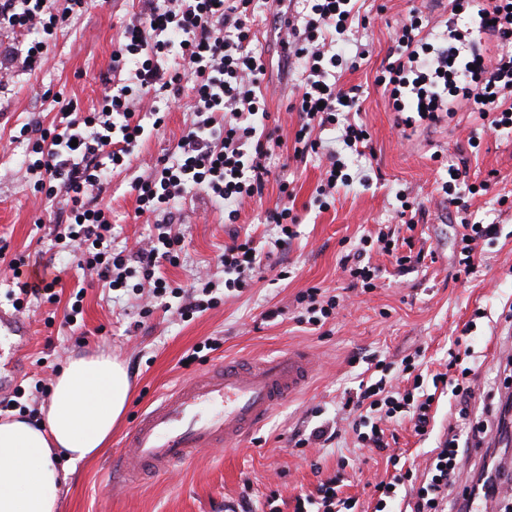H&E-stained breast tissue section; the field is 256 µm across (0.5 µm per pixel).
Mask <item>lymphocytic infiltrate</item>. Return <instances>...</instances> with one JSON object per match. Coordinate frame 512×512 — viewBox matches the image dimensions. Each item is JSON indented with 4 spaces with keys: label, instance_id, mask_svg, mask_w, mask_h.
Wrapping results in <instances>:
<instances>
[{
    "label": "lymphocytic infiltrate",
    "instance_id": "obj_1",
    "mask_svg": "<svg viewBox=\"0 0 512 512\" xmlns=\"http://www.w3.org/2000/svg\"><path fill=\"white\" fill-rule=\"evenodd\" d=\"M253 0H176L159 9L150 5L125 24L123 42L112 52L113 70H122L135 58L133 75L140 98L178 100L185 75L195 77L194 117L184 130L176 162H160L154 173L132 182L136 214L163 212L156 242L127 256L112 253L106 244L109 221L93 202L103 192L105 164L124 165L145 137L127 102L129 85L119 83L102 97L97 111L84 120L71 118L62 108V121L53 132L34 134L33 164L46 195L64 192L72 207L69 220L79 228L85 248L77 252V267L96 270L101 279L119 287L129 262L138 263L142 278L153 293H166L164 278L156 276L161 262L176 264L178 237L170 224L176 216L167 206L175 197L205 192L224 206V221L236 223L245 201L261 196L269 170L265 164L272 148L265 135L270 118L260 87L266 72L263 55L252 45L249 24ZM302 12L280 16L288 37L284 50L302 60L298 97L289 106L298 113L294 133L296 160L319 153L320 131L340 130L346 148L359 151L367 143V128L351 120L357 108V88L345 89L333 80V70L357 61H343L336 44L356 20L353 0H301ZM59 22L53 0H0V24L12 28L51 31ZM453 42L447 48L426 42L423 19L410 7L396 24L397 52L379 83L396 114L397 125L426 128L458 108L475 112L481 127L492 132L512 130V0H483L466 22L450 18ZM175 56L176 67L166 64ZM262 254L252 240L233 242L224 249V286L246 288ZM472 352H450L445 371L432 376L433 392L422 389L414 355L395 363L372 357L370 366L378 380L364 377L343 392L344 410L352 414L351 429L360 447L387 452L392 468L388 480L375 487L374 512H385L389 500L403 496L409 512H469L476 499L502 498V488L512 486V472L489 450L488 436L504 437L512 430V393L488 388L477 398L472 386ZM410 377L409 386L393 385L391 371ZM450 393L448 422L424 468L402 464L389 453L385 424L409 421L416 436H429L434 428L437 393ZM482 449L479 467H470L469 449ZM354 498L340 494L339 478L319 483L315 492L295 499L294 512H355Z\"/></svg>",
    "mask_w": 512,
    "mask_h": 512
}]
</instances>
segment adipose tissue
Wrapping results in <instances>:
<instances>
[{"label":"adipose tissue","mask_w":512,"mask_h":512,"mask_svg":"<svg viewBox=\"0 0 512 512\" xmlns=\"http://www.w3.org/2000/svg\"><path fill=\"white\" fill-rule=\"evenodd\" d=\"M130 389L119 359L73 356L53 381L39 419L0 420V512H60L58 458L74 464L99 454L124 415Z\"/></svg>","instance_id":"1"}]
</instances>
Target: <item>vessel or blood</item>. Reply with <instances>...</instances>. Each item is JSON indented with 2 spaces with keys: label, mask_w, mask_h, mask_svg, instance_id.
<instances>
[{
  "label": "vessel or blood",
  "mask_w": 512,
  "mask_h": 512,
  "mask_svg": "<svg viewBox=\"0 0 512 512\" xmlns=\"http://www.w3.org/2000/svg\"><path fill=\"white\" fill-rule=\"evenodd\" d=\"M29 321L0 307V337L22 347ZM314 372L310 355L291 348L257 360H225L220 367L166 391L141 414L112 458L113 482L162 475L200 448L233 447L251 437L279 406L297 396Z\"/></svg>",
  "instance_id": "obj_1"
}]
</instances>
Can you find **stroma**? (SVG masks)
I'll return each mask as SVG.
<instances>
[{"label": "stroma", "instance_id": "1", "mask_svg": "<svg viewBox=\"0 0 512 512\" xmlns=\"http://www.w3.org/2000/svg\"><path fill=\"white\" fill-rule=\"evenodd\" d=\"M412 5L428 16L434 34L445 33L451 16L448 0H363L365 26L340 46L349 58L357 50L365 52L359 68L341 66L336 74L344 87H359L361 118L371 135L364 155L345 148L342 159L350 172L366 170L370 181L338 188L324 198L316 189L327 157L291 158L299 115L286 105L299 67L291 65L289 74H281L276 9L272 0H254L250 24L254 44L269 62L268 109L282 144L268 161L271 173L261 199L246 202L237 223H225L220 206L205 194L173 200L179 221L172 233L183 245L177 264H162L160 272L174 287L189 288L199 278L211 283L212 308L191 317L180 316L181 298L170 293L157 298L142 288L141 273L112 290L95 272L77 268L74 241L50 219L51 213L68 210V197L61 192L46 198L25 172L34 156L21 127L36 122L50 128L68 103L78 115L92 111L112 75V51L129 14L139 10V0H90L76 12L70 0H57L55 12L66 21L33 72L22 68L16 54L37 41V33L0 27V66L13 72L12 81L0 88V307L12 306L9 259L24 257L29 268L45 266L59 277L57 303L31 297L20 310L31 323L28 343L19 351L26 373L1 390L0 397L18 398L25 413L39 409L67 358L81 352L112 353L125 362L133 380L126 412L108 447L96 458L66 468L62 512H224L230 502L248 503L251 512H269L266 500L272 494L278 497L279 512H293L295 496L333 477L341 456L355 463L343 494L368 502L374 484L386 477L384 461L348 440L337 448L295 447L293 436L311 410L334 417L343 389L365 370L364 358L374 352L397 362L422 350L424 368L433 374L444 370L453 340L470 323L474 329L468 341L484 379L500 353L512 347V325L503 316L512 306V134L483 132L469 112L407 137L396 128V114L377 79L395 47L396 23ZM192 105L188 89L177 108L157 102L165 113L163 128L136 149L130 168H105L102 206L110 220L113 251H134L151 240L161 216L136 214L131 183L160 159L174 158ZM472 136L478 147L469 146ZM451 164L465 170L470 182L490 181V192L466 196L458 207L449 204L439 182ZM284 187L292 195L289 205L300 222V235L277 248L276 230L266 223L265 212L278 203ZM405 198L421 205L412 242L415 249L433 254V261L402 270L371 246L370 263L382 270L377 288L367 294L349 289L342 257L378 225L397 226L396 211ZM466 212L473 221L493 222L500 229L495 238L478 242L480 269L469 278L456 274V229ZM238 235L251 236L270 252L268 267L257 271L240 293L225 290L221 262L225 245ZM312 286L342 297L335 317L319 328L297 321L296 297ZM210 337L218 339L217 350L202 349ZM294 346L310 351L314 377L303 394L277 408L251 438L226 450L200 451L174 471L142 484L113 487L112 456L157 396L224 358H259ZM196 348L199 358L187 362Z\"/></svg>", "mask_w": 512, "mask_h": 512}]
</instances>
